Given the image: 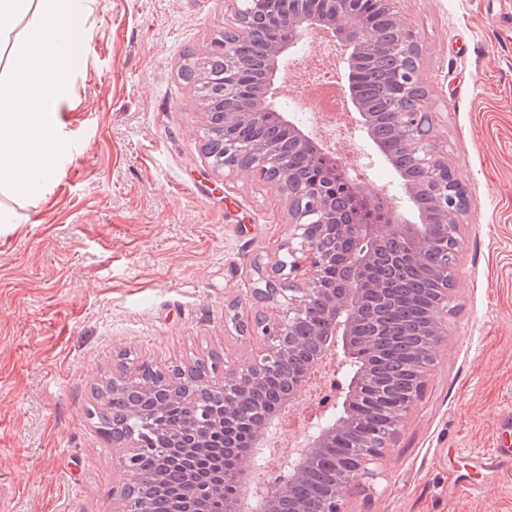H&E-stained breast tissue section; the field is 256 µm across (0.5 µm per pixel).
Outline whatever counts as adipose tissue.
I'll use <instances>...</instances> for the list:
<instances>
[{"label": "adipose tissue", "mask_w": 512, "mask_h": 512, "mask_svg": "<svg viewBox=\"0 0 512 512\" xmlns=\"http://www.w3.org/2000/svg\"><path fill=\"white\" fill-rule=\"evenodd\" d=\"M94 0H0V229L22 222L16 205L44 199L70 153L61 112L68 76L84 59Z\"/></svg>", "instance_id": "obj_1"}]
</instances>
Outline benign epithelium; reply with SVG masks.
Returning <instances> with one entry per match:
<instances>
[{
	"instance_id": "1",
	"label": "benign epithelium",
	"mask_w": 512,
	"mask_h": 512,
	"mask_svg": "<svg viewBox=\"0 0 512 512\" xmlns=\"http://www.w3.org/2000/svg\"><path fill=\"white\" fill-rule=\"evenodd\" d=\"M235 23L231 31L247 36L249 20L273 22L288 32V40L274 41L269 51V66L262 81L264 92L255 96L247 78L250 64L235 54L233 43L224 42V80L213 86L210 97L215 102H234L241 105L237 112L224 113V124L206 125L207 138L224 142V163H213L217 170L232 175L250 172L274 184L288 199V235L280 243L269 262L255 264L253 287L246 289V297L266 305L273 314L262 313L263 321L254 322L253 314L242 307V300L230 303L234 310L232 324L241 336H247L252 326L260 328L266 348L257 357L244 363L224 362V376L216 377L210 369L193 379L195 396L199 402L218 397L224 404V415L216 416L204 408L190 409L184 427L179 433L180 446L206 456L216 435L224 433V442L243 436L245 455L224 461L211 470L207 480L183 490L189 501L206 503L223 500L225 486L235 489L227 508L230 512H271L272 500L264 489L268 484L260 477L264 466L258 463L260 450L268 439L284 427L280 412L295 405L302 383L313 366L289 382L288 390L267 409L260 418L243 412L239 404L250 385L257 382L273 366L281 368L283 376L290 377L288 355L296 326L309 312L312 302L324 298V318L318 331L317 356L327 357L335 347H341L353 360L363 361L367 339L356 334L358 315L355 308L367 293L374 290L373 269L382 249L392 243L400 245L401 253L415 260L421 259L434 245L435 238L428 232L423 216L413 221L406 210L416 200L417 189L400 175L395 176L399 194L382 198L351 178L339 157L327 152L317 140L318 132L297 121L295 113L281 112L273 89L292 56L301 52L307 35L322 31L332 41L343 43L340 65L344 71L355 67L361 58L390 54L396 66L391 83L398 93L388 102L401 147L427 175L434 176L448 169L433 144L432 113L426 111L425 94L420 81L422 48L415 36L396 26L394 0H235ZM353 111L350 125L366 145L386 164H391L379 140L374 135L365 105L351 97ZM277 118L313 163L330 161L333 168L326 178L313 183H302L292 177L288 154L273 145L242 143L234 137L233 127L245 121L260 125L269 117ZM436 208L441 222L459 224L464 204L456 195L455 186L440 182L436 189ZM354 238L364 244L363 250L349 253L344 243ZM433 327L428 353L444 336L438 321V308L430 311ZM126 389H144L142 373L124 368L115 374ZM416 398L398 406H388L377 415L381 405L380 392L370 384L364 373L347 383V390L334 412L340 417L330 424L319 425L321 414L313 413L312 423L305 431L303 448L293 451L280 461L275 495H288L291 487L302 481L313 461L324 449L340 442L349 448H362L359 465L343 469L334 479L330 493L302 512H344L342 490L369 476H376L374 466L383 457L382 449L389 447L398 433L400 423L410 411ZM125 419L113 425L112 442L120 444L121 478L112 486V497L124 503V512H151L150 502L133 493L136 473L132 462L146 448L151 447L150 436L144 427L130 424Z\"/></svg>"
}]
</instances>
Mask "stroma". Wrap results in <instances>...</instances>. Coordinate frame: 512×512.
<instances>
[{
  "label": "stroma",
  "mask_w": 512,
  "mask_h": 512,
  "mask_svg": "<svg viewBox=\"0 0 512 512\" xmlns=\"http://www.w3.org/2000/svg\"><path fill=\"white\" fill-rule=\"evenodd\" d=\"M230 0H95L86 62L63 110L71 152L50 194L0 235V512H117L120 451L96 390L123 358L166 367L247 361L230 301L288 232V203L247 172L214 171L203 99L183 79L233 23ZM422 46L434 140L468 195L455 286L429 379L377 479L345 512H512V0H396ZM369 190L395 176L341 141ZM479 482L456 495L449 478Z\"/></svg>",
  "instance_id": "stroma-1"
}]
</instances>
